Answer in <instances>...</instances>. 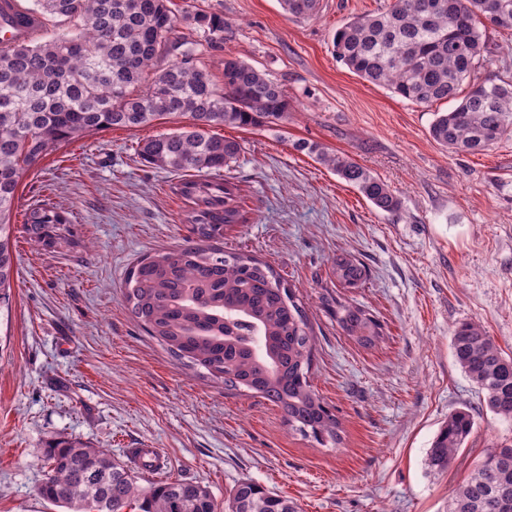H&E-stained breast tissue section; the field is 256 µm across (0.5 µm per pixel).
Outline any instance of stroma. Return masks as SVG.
Here are the masks:
<instances>
[{
  "mask_svg": "<svg viewBox=\"0 0 512 512\" xmlns=\"http://www.w3.org/2000/svg\"><path fill=\"white\" fill-rule=\"evenodd\" d=\"M389 0H320L307 19L280 0H171L222 13L224 45L188 31L213 77L225 56L264 70L284 90L287 119L215 126L241 151L219 176L238 189L245 223L224 248L269 264L295 290L316 335L313 389L342 423L324 447L289 430L270 402L212 380L172 356L131 317L124 283L136 262L191 238L174 172L141 162L139 142L179 132L186 116L79 137L23 178L12 206L15 272L0 309V512H59L37 488L43 448L79 439L130 462L163 452L167 479H191L226 503L251 480L299 512H448L487 448L512 444V420L490 412L452 355L460 323L482 325L512 353V134L478 153H455L429 129L446 102L417 104L359 78L336 59L334 31ZM494 54L478 79L512 80V31H484ZM348 155L400 199L390 215L295 142ZM73 215L58 243L35 244L24 224L37 200ZM363 264L340 284L333 260ZM341 297L369 310L383 338L365 348L324 306ZM475 425L452 467H425L451 412Z\"/></svg>",
  "mask_w": 512,
  "mask_h": 512,
  "instance_id": "1",
  "label": "stroma"
}]
</instances>
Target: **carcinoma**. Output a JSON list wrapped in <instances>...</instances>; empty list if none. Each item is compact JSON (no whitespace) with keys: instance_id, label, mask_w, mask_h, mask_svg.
Masks as SVG:
<instances>
[{"instance_id":"1","label":"carcinoma","mask_w":512,"mask_h":512,"mask_svg":"<svg viewBox=\"0 0 512 512\" xmlns=\"http://www.w3.org/2000/svg\"><path fill=\"white\" fill-rule=\"evenodd\" d=\"M25 9L44 23L77 31L42 32L0 46V307L9 306L15 262L10 213L23 177L69 141L114 127L138 128L165 116L190 117V129L141 143L143 162L183 173L173 192L188 203L196 239L136 263L126 279L133 319L169 352L207 371L232 390L245 389L279 406L293 430L317 443L341 442V421L312 389L315 338L295 291L273 268L221 246L224 228L244 221L236 188L209 178L237 156V141L209 133L215 125L275 124L288 115L283 89L256 67L224 58L221 82L200 64L177 25L224 45V15L200 8L176 17L169 0H32ZM293 17L316 13L317 0H281ZM512 29V0H391L380 12L358 15L337 28L336 58L374 85L418 104L456 101L437 114L430 135L459 153L487 150L512 133V81H475L492 50L487 26ZM305 151L388 214L400 202L388 185L350 157L317 143ZM71 220L62 204L43 199L25 215L35 242L50 246ZM336 278L354 286L362 264L338 256ZM336 323L359 345L381 339L380 324L361 306L332 300ZM453 357L492 413L512 420V355L481 325L464 323L452 336ZM474 427L457 410L435 436L425 465L448 470ZM39 496L65 512H218L210 491L176 479L137 485L133 468L108 451L78 440L50 439L44 448ZM229 512H297L295 504L252 481L238 483ZM448 512H512V445L484 450L458 486Z\"/></svg>"}]
</instances>
